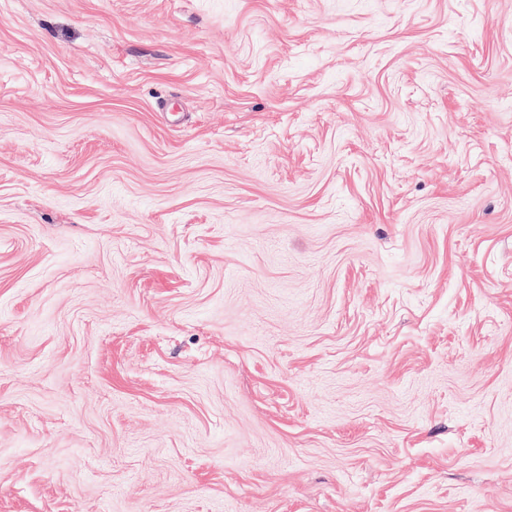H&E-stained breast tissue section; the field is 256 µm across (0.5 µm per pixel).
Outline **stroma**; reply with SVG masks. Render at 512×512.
I'll return each mask as SVG.
<instances>
[{
	"label": "stroma",
	"instance_id": "1",
	"mask_svg": "<svg viewBox=\"0 0 512 512\" xmlns=\"http://www.w3.org/2000/svg\"><path fill=\"white\" fill-rule=\"evenodd\" d=\"M0 512H512V0H0Z\"/></svg>",
	"mask_w": 512,
	"mask_h": 512
}]
</instances>
